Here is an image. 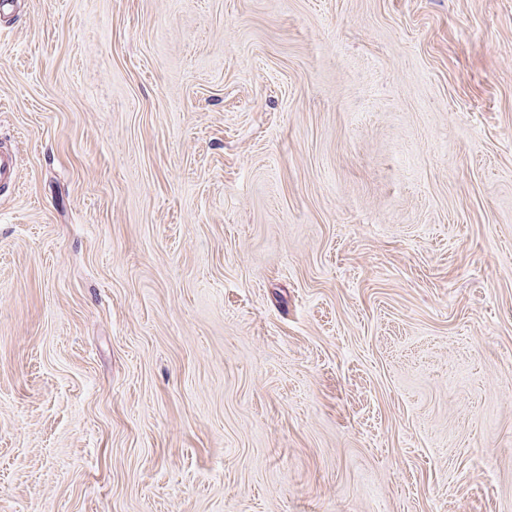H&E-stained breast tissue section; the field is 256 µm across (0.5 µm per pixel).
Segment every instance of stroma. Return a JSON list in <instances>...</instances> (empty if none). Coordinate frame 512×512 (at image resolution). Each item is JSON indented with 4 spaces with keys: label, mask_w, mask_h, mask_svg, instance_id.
<instances>
[{
    "label": "stroma",
    "mask_w": 512,
    "mask_h": 512,
    "mask_svg": "<svg viewBox=\"0 0 512 512\" xmlns=\"http://www.w3.org/2000/svg\"><path fill=\"white\" fill-rule=\"evenodd\" d=\"M0 512H512V0H10Z\"/></svg>",
    "instance_id": "obj_1"
}]
</instances>
